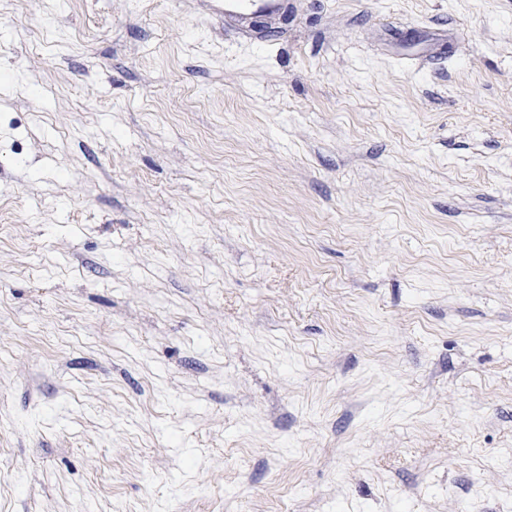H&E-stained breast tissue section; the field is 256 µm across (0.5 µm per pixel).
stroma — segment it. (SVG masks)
I'll list each match as a JSON object with an SVG mask.
<instances>
[{
	"mask_svg": "<svg viewBox=\"0 0 512 512\" xmlns=\"http://www.w3.org/2000/svg\"><path fill=\"white\" fill-rule=\"evenodd\" d=\"M0 0V512H512V0ZM212 9L224 15V25L242 35L249 34L251 26L259 18L283 15L288 0H213Z\"/></svg>",
	"mask_w": 512,
	"mask_h": 512,
	"instance_id": "obj_1",
	"label": "stroma"
}]
</instances>
